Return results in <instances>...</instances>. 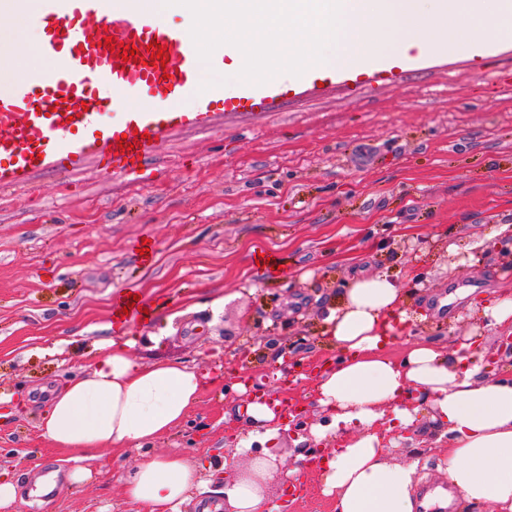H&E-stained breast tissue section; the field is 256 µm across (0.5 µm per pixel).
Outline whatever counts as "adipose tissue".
I'll return each mask as SVG.
<instances>
[{
	"instance_id": "adipose-tissue-1",
	"label": "adipose tissue",
	"mask_w": 512,
	"mask_h": 512,
	"mask_svg": "<svg viewBox=\"0 0 512 512\" xmlns=\"http://www.w3.org/2000/svg\"><path fill=\"white\" fill-rule=\"evenodd\" d=\"M34 0L15 7L0 0V92L27 58L38 57V37L30 35L27 11ZM403 301L401 285L383 274L355 276L338 308L325 318L336 358L316 378L318 404L329 413L338 448L322 473V490L336 512H420L447 507L445 497L420 498L417 464L388 462L376 423L406 430L416 423L417 404L429 403L448 443L443 471L462 504L487 512H512V379L491 377L486 348L464 352L418 341L402 357L386 349ZM127 316L115 319V334L102 342L89 371L72 376L46 403L38 428L52 446L73 451L66 473L74 484L93 477L104 448H146L181 424L194 409L209 374L169 363L140 365L131 351ZM255 475L225 485L219 512H271L269 481L280 471L274 456L253 460ZM124 492L142 512H181L192 489L200 487L196 466L169 454L144 458L124 478Z\"/></svg>"
}]
</instances>
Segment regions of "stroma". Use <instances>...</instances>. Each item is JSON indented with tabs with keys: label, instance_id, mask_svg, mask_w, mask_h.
<instances>
[{
	"label": "stroma",
	"instance_id": "obj_1",
	"mask_svg": "<svg viewBox=\"0 0 512 512\" xmlns=\"http://www.w3.org/2000/svg\"><path fill=\"white\" fill-rule=\"evenodd\" d=\"M503 224L512 225L508 38L359 86L323 82L278 112L227 115L223 128L162 143L135 179L90 162L0 192V395L19 403L0 420V472L20 484L17 512H138L121 476L145 450L102 449L92 479L71 485L67 452L41 438L37 406L20 403L90 363L125 292L153 309L129 327L138 363L218 376L154 445L201 470L206 486L183 512H200L249 466L244 455L223 468L250 430L238 382L302 407L275 450L280 470L299 464L307 475L288 512H333L316 460L336 440L312 436L329 420L314 380L282 373L283 357L333 356L323 318L354 269L401 280L414 268L420 280L403 305L413 322L394 353L473 339L502 350L497 373L512 375V339L470 313L504 284L501 253L487 249ZM262 254L280 271L258 264ZM431 416L422 404L408 439L384 435L389 461L418 462L424 492L441 485L447 455Z\"/></svg>",
	"mask_w": 512,
	"mask_h": 512
}]
</instances>
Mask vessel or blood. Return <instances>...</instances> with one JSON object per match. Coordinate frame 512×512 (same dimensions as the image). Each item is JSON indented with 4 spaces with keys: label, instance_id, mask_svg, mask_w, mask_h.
Listing matches in <instances>:
<instances>
[{
    "label": "vessel or blood",
    "instance_id": "1",
    "mask_svg": "<svg viewBox=\"0 0 512 512\" xmlns=\"http://www.w3.org/2000/svg\"><path fill=\"white\" fill-rule=\"evenodd\" d=\"M105 0H41L33 20L44 54L55 69L35 71L0 95V187H20L36 173L68 174L96 160L101 169L137 175L139 160L178 131L214 126L224 114L266 112L295 92L272 80L241 83L235 96L199 88L202 64L169 21L127 8L105 10ZM136 47V61L116 58L104 36ZM166 46L164 61L151 59L150 43ZM195 93L193 110L180 102ZM121 118L108 122V112ZM136 135L120 151L121 136Z\"/></svg>",
    "mask_w": 512,
    "mask_h": 512
}]
</instances>
